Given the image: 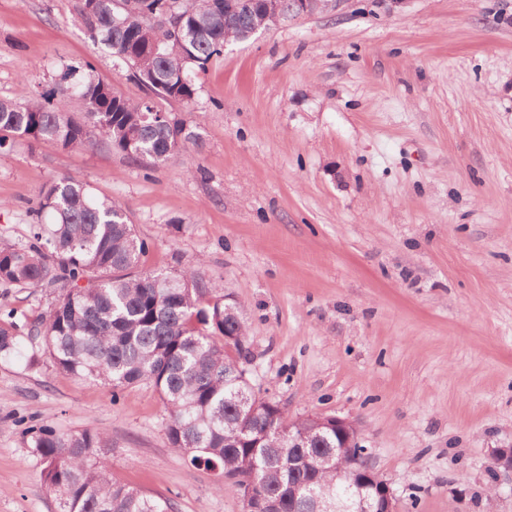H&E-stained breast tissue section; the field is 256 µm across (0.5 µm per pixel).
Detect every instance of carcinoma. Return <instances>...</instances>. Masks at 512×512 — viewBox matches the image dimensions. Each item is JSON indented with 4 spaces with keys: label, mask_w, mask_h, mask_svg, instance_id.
<instances>
[{
    "label": "carcinoma",
    "mask_w": 512,
    "mask_h": 512,
    "mask_svg": "<svg viewBox=\"0 0 512 512\" xmlns=\"http://www.w3.org/2000/svg\"><path fill=\"white\" fill-rule=\"evenodd\" d=\"M76 11L88 40L133 71L144 97H124L89 61L66 64L47 88L0 97L1 150L18 138L63 150L101 143L155 164L189 143L199 148L198 134L172 113L155 116L158 102L194 106L197 79L224 52V37L246 41L264 21L261 0H78ZM28 217L26 242L0 241V285L40 288L54 299L34 320L0 309V356L26 335L59 370L100 383L114 399L152 384L168 412L170 447L220 471L217 490L232 484L251 510L311 512L315 497L358 501L336 467L363 448L340 447L333 426L291 419L254 394L253 430L239 432L247 382L227 347L246 339L247 324L236 301L224 314V289L194 269L169 276L141 268L149 244L129 224L126 207L72 177L43 186ZM290 434L308 436L311 445L293 447ZM26 445L45 464L44 486L58 512H173L170 500L112 476V438L103 432L32 428Z\"/></svg>",
    "instance_id": "obj_1"
}]
</instances>
